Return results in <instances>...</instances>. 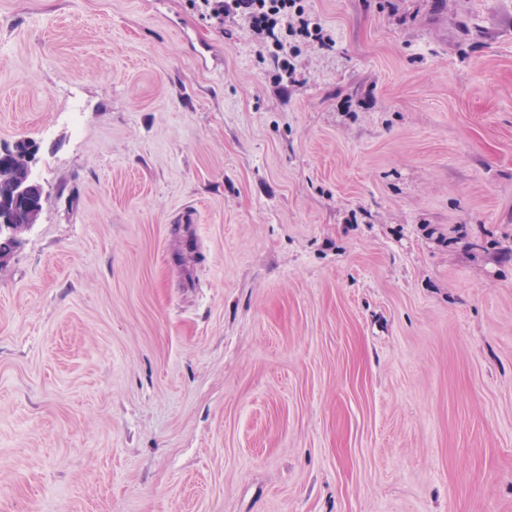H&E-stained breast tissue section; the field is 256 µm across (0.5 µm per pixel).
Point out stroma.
<instances>
[{
    "label": "stroma",
    "instance_id": "obj_1",
    "mask_svg": "<svg viewBox=\"0 0 512 512\" xmlns=\"http://www.w3.org/2000/svg\"><path fill=\"white\" fill-rule=\"evenodd\" d=\"M0 0V512H512V0ZM199 7L205 17H209L219 25L224 23L225 15L244 16L259 35L272 40V45L277 48L271 53L272 61L279 70L286 72V75L291 68L277 30L283 25L288 32V15L292 13L296 17V23L293 22L289 27L293 35L307 37L312 35L311 19L309 15L306 16L305 7L298 4L296 0H202ZM33 145L20 141L14 147L13 153L10 148H5V155L0 152V171L3 177L16 179L18 177H31V152ZM39 200L44 205L46 195L43 187L37 181L27 184L0 183V214L2 213L0 236L6 235L10 238H16L14 242H17L20 238L13 224H17V226L35 224L43 209L32 215L28 213L17 214L10 220L12 224L5 223L7 216L17 209L32 207Z\"/></svg>",
    "mask_w": 512,
    "mask_h": 512
}]
</instances>
